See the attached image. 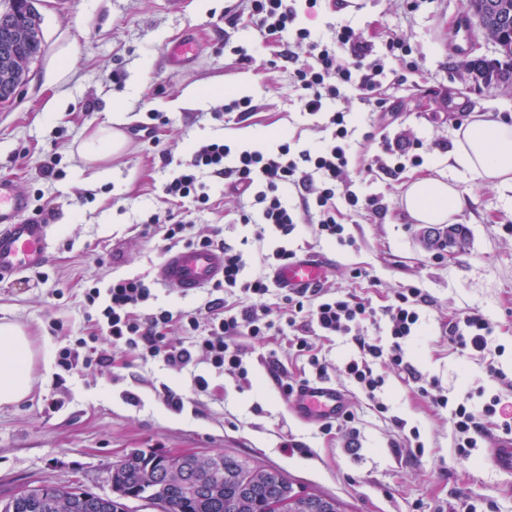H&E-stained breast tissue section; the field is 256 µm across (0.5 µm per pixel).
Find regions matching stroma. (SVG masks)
<instances>
[{
	"instance_id": "1",
	"label": "stroma",
	"mask_w": 512,
	"mask_h": 512,
	"mask_svg": "<svg viewBox=\"0 0 512 512\" xmlns=\"http://www.w3.org/2000/svg\"><path fill=\"white\" fill-rule=\"evenodd\" d=\"M34 6L45 51L13 97L0 101V176L13 178L32 208L51 210L52 257L42 268L0 281V322L22 325L55 360L85 325L87 278L147 277L161 261L162 242L142 237L138 222L167 208L160 189L164 154L184 160L188 145L212 138L238 149L249 134L257 146L271 148L283 132L307 146L322 139L324 121L301 112L288 69L274 64L283 46L249 23L246 0H35ZM463 7L464 0H423L412 12L406 0H323L308 23L313 38L328 37L343 21L372 41L393 29L410 41L418 69L387 85L388 111L348 103L358 125L348 179L361 193H383L386 214L345 212L353 247L320 241L308 223L291 246L310 258L335 255L325 289L368 299L376 308L394 289L421 288L429 304L425 334L410 349L413 365L449 395L479 387L499 394L489 422L494 430L512 422V389L488 379L482 355L460 354L443 334L444 324L461 314H483L495 326L493 345L504 349L497 363L512 373V184H485L447 160L460 125L483 116L512 118V87L475 82L462 68L467 53L455 45V22ZM186 38L196 44L194 58L170 62L167 49ZM241 49L247 62L238 59ZM189 88L202 89L203 98L173 108ZM228 93L251 96L253 116L215 118ZM120 98L135 123L155 110L169 114L171 127L160 131L158 147L129 139L119 154L85 161L82 143ZM384 134L421 138L423 165L400 181L374 169L377 138ZM51 154L60 160L56 179L42 173ZM440 174L464 200L452 221L464 227L467 246L451 260L427 245L426 225L410 220L402 206L409 183ZM239 206L238 199L221 198L193 220L198 231L217 229L227 243L245 244L251 270L259 272L274 243L257 240L254 226L238 223ZM354 268L365 270V278H351ZM245 352V381L215 373L202 358L183 371L139 360L67 373L55 363L37 368L31 399L0 406V502L18 487L42 483L77 481L110 494L112 466L131 450L153 448L221 452L278 468L294 486L338 500L342 512H452L460 498L490 500L496 512H512V472L496 469L482 451L456 463L447 412L435 411L397 372L386 374L389 416L348 390L361 442L350 452L341 437L322 435L317 424L291 414L281 385L304 361L289 351L287 338L271 348L249 344ZM197 374L208 378L206 391L194 390ZM166 387L182 396V409L166 404ZM395 416L419 428L423 456L408 455L391 422Z\"/></svg>"
}]
</instances>
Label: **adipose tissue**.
I'll return each mask as SVG.
<instances>
[{"label":"adipose tissue","instance_id":"obj_1","mask_svg":"<svg viewBox=\"0 0 512 512\" xmlns=\"http://www.w3.org/2000/svg\"><path fill=\"white\" fill-rule=\"evenodd\" d=\"M452 160L463 170L496 185L512 180V121L480 119L456 133ZM463 206L457 188L438 178H420L408 188L404 210L419 224H443ZM36 352L23 327L0 322V406L27 399L35 383Z\"/></svg>","mask_w":512,"mask_h":512}]
</instances>
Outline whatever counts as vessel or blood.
Returning a JSON list of instances; mask_svg holds the SVG:
<instances>
[{"label": "vessel or blood", "instance_id": "obj_1", "mask_svg": "<svg viewBox=\"0 0 512 512\" xmlns=\"http://www.w3.org/2000/svg\"><path fill=\"white\" fill-rule=\"evenodd\" d=\"M30 202L15 181L0 177V279L47 264L50 258V225L29 215ZM331 256L300 260L280 269L278 279L291 288L314 286ZM224 276V252L218 248L181 247L168 250L153 269L160 286L191 295ZM348 407L346 393L334 384L312 381L299 386L289 400L291 412L306 423L336 419ZM489 461L512 472V437L492 439Z\"/></svg>", "mask_w": 512, "mask_h": 512}]
</instances>
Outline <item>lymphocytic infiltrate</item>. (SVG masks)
Returning <instances> with one entry per match:
<instances>
[{
    "mask_svg": "<svg viewBox=\"0 0 512 512\" xmlns=\"http://www.w3.org/2000/svg\"><path fill=\"white\" fill-rule=\"evenodd\" d=\"M248 17L268 36L285 41L284 58L292 65V88L302 109L310 115H327V137L317 146L299 147L283 142L268 149L232 150L222 139L196 143L188 160L177 162L161 185L166 202L183 211L208 210L218 185L248 198L250 207L242 211L240 223L257 227L258 238L273 235L281 244L265 255V272L248 270L245 251L223 239L194 232L192 224L176 217L151 218L144 222L143 234L162 235L167 248L178 246L224 250V277L209 289L205 315L172 311L156 305L154 282L141 276H116L105 286L91 283L84 290L86 307L94 308L85 336L74 347L62 349L58 363L64 370L76 367L80 359H93L110 367L120 349L146 361H162L182 371L205 356L216 370L236 372L247 379L248 369L241 340L263 344L275 337L288 340L290 349L306 357L310 370L301 379H289L285 394H292L299 381L330 378V365L320 358L314 339L352 337L358 354L339 368L344 380L371 402L373 409L387 413L380 400L385 384L384 371L407 375L420 397L447 411L455 434V458L464 462L481 448L487 435L486 420L496 412L498 395L482 405L471 398L452 399L438 379H424L407 359L410 346L423 333L422 311L428 298L420 288L396 289L391 302L374 308L371 301L353 294L339 295L322 288H288L274 273L297 257L289 247L300 224L316 226L319 239L340 246L351 245L339 219L341 207L366 205L383 214L388 204L383 195L359 196L347 183L351 165L350 140L357 127L342 101L357 97L363 103L384 108V81L389 58L404 60L407 70H415L413 49L406 37L389 32L383 47L359 36L350 23L333 27L325 40H316L301 25L293 0H248ZM421 140L406 135L380 137L375 165L382 174L397 179L407 167L423 162ZM384 326L388 343L364 334L361 323ZM194 337L184 345L171 341L173 330ZM448 343L463 354L489 352L493 324L477 312H469L446 325Z\"/></svg>",
    "mask_w": 512,
    "mask_h": 512,
    "instance_id": "obj_1",
    "label": "lymphocytic infiltrate"
}]
</instances>
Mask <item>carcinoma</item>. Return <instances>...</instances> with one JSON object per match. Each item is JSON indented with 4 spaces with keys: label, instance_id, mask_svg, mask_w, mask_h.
Masks as SVG:
<instances>
[{
    "label": "carcinoma",
    "instance_id": "carcinoma-1",
    "mask_svg": "<svg viewBox=\"0 0 512 512\" xmlns=\"http://www.w3.org/2000/svg\"><path fill=\"white\" fill-rule=\"evenodd\" d=\"M27 0H13L12 5L0 12V94L10 96V91L25 80L28 71L22 63H31L44 52V38L41 19L33 9L26 7ZM489 4L496 20L487 24L482 36L497 41L502 46L501 55L505 61L482 58L465 61V70L476 79L486 83L497 82L512 85V0H466L465 6ZM430 244L439 248L448 246L462 250L466 245V235L456 227L438 233ZM224 471H214L205 461H199L198 477L215 484L218 494L208 498L189 496L177 477L162 482L147 475V465L138 463L115 467L110 471L112 480L124 483L163 501L166 512H270L271 498L276 492L267 489L266 476L272 468L255 465L252 468L256 483L254 494L242 497L238 494L241 473L240 459L223 455ZM3 512H70L68 504L62 500L16 499L6 503Z\"/></svg>",
    "mask_w": 512,
    "mask_h": 512
}]
</instances>
